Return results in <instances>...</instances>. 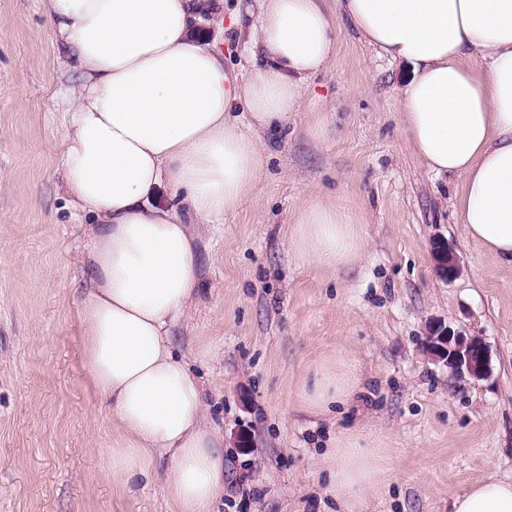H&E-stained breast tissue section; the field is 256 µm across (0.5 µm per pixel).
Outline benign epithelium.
<instances>
[{
  "mask_svg": "<svg viewBox=\"0 0 512 512\" xmlns=\"http://www.w3.org/2000/svg\"><path fill=\"white\" fill-rule=\"evenodd\" d=\"M433 257L444 279H454L461 273L460 259L449 244L434 242ZM423 346L434 363L447 368L456 378L483 380L492 373L489 346L480 336L431 322L427 325Z\"/></svg>",
  "mask_w": 512,
  "mask_h": 512,
  "instance_id": "obj_1",
  "label": "benign epithelium"
}]
</instances>
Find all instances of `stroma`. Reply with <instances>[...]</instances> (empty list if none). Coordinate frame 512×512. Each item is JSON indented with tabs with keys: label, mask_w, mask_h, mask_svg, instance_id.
Returning <instances> with one entry per match:
<instances>
[{
	"label": "stroma",
	"mask_w": 512,
	"mask_h": 512,
	"mask_svg": "<svg viewBox=\"0 0 512 512\" xmlns=\"http://www.w3.org/2000/svg\"><path fill=\"white\" fill-rule=\"evenodd\" d=\"M252 24L197 25L242 80ZM68 59L42 0H0V512H175L164 464L126 488L106 476L119 435L86 386L80 324L92 219L60 174ZM410 77L343 30L287 135L264 134L251 200L203 232L198 301L174 346L224 430L217 512H340L320 459L354 427L394 469L365 512H452L474 483L512 479V266L464 236L460 179L408 150ZM312 203L348 212L361 259L330 272L294 250L295 217ZM438 239L461 258L459 277L437 272ZM433 320L482 336L492 376L464 381L432 362L422 339ZM325 374L351 378L352 398L305 409L302 393Z\"/></svg>",
	"instance_id": "stroma-1"
}]
</instances>
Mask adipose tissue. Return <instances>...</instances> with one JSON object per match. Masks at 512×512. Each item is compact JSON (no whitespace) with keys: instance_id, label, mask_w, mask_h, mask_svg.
Here are the masks:
<instances>
[{"instance_id":"adipose-tissue-1","label":"adipose tissue","mask_w":512,"mask_h":512,"mask_svg":"<svg viewBox=\"0 0 512 512\" xmlns=\"http://www.w3.org/2000/svg\"><path fill=\"white\" fill-rule=\"evenodd\" d=\"M221 9L220 0H44L81 73L60 169L75 208L95 219L80 320L87 383L110 403L120 437L109 476L126 486L147 460H166L164 494L177 512H213L224 492V434L172 349L200 287L194 221L219 224L244 208L263 172V131L302 109L304 82L332 64L341 27L410 67L409 149L427 172L460 178L465 236L512 265V0H246L257 24L244 82L193 29ZM241 104L242 122L231 116ZM294 245L331 270L363 251L357 226L319 205L300 210ZM323 459L328 490L349 512L386 482L379 448L360 431L337 435ZM452 508L512 512V479L473 484Z\"/></svg>"}]
</instances>
